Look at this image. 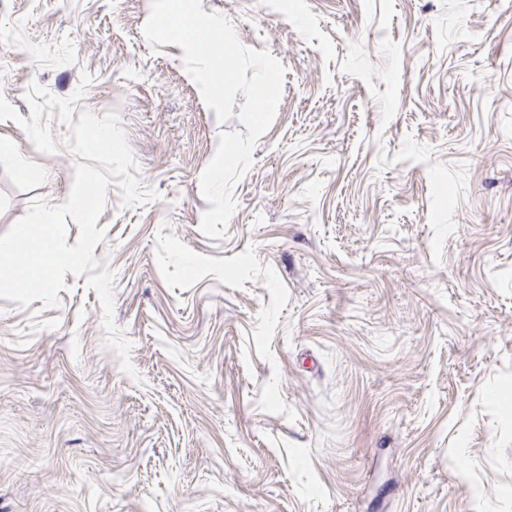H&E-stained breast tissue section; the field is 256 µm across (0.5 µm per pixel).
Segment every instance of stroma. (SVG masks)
Returning a JSON list of instances; mask_svg holds the SVG:
<instances>
[{
  "label": "stroma",
  "instance_id": "obj_1",
  "mask_svg": "<svg viewBox=\"0 0 512 512\" xmlns=\"http://www.w3.org/2000/svg\"><path fill=\"white\" fill-rule=\"evenodd\" d=\"M286 68L199 230L222 131L151 0H0V94L116 113L96 270L0 299V512H512V0H202ZM0 121V235L63 204L68 129ZM57 319L44 328L30 318Z\"/></svg>",
  "mask_w": 512,
  "mask_h": 512
}]
</instances>
